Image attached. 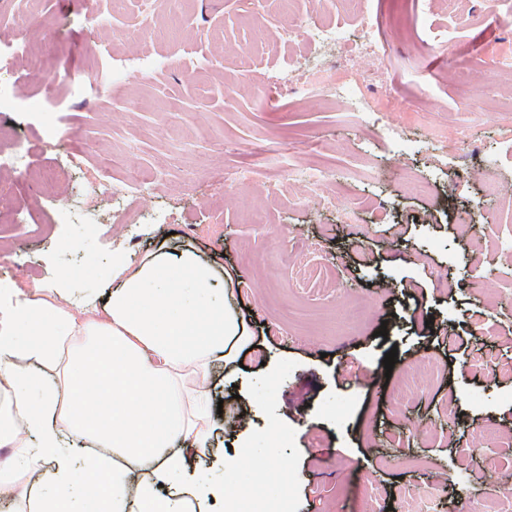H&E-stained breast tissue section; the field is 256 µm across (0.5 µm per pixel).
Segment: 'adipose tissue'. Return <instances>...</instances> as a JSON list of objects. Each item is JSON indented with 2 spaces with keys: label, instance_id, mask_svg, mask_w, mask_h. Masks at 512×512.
Here are the masks:
<instances>
[{
  "label": "adipose tissue",
  "instance_id": "1",
  "mask_svg": "<svg viewBox=\"0 0 512 512\" xmlns=\"http://www.w3.org/2000/svg\"><path fill=\"white\" fill-rule=\"evenodd\" d=\"M112 290L102 313L78 317L60 301L25 300L0 329V484L41 458L55 468L35 512H189L191 501L224 500L242 512L250 488L281 469L272 449L248 480L225 460L224 480L207 486L190 466L220 420L212 414L210 367L236 360L251 342L242 317L216 301V271L187 247L130 262L112 257ZM62 367L47 384L36 364Z\"/></svg>",
  "mask_w": 512,
  "mask_h": 512
}]
</instances>
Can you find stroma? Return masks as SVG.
<instances>
[{
    "instance_id": "1",
    "label": "stroma",
    "mask_w": 512,
    "mask_h": 512,
    "mask_svg": "<svg viewBox=\"0 0 512 512\" xmlns=\"http://www.w3.org/2000/svg\"><path fill=\"white\" fill-rule=\"evenodd\" d=\"M407 8L309 0L350 39L372 32L388 59L380 79L362 65L340 70L357 94L345 105L266 100L291 22L276 0H155L150 30L129 39L120 33L135 0L118 14L112 0H42L28 27L40 69L20 56L0 72L18 103L0 123L29 145L31 179L86 146L50 195L0 198L29 216L0 223V322L33 290L48 300L68 288L76 305L103 296L114 254L193 247L230 275V304L255 343L233 371L213 363L226 425L196 469L209 485L227 455L253 469L261 458L245 457L244 443L263 446L280 422L286 512H512L502 494L512 488V378L469 368L487 355L512 360V256L477 251L449 222L478 205L483 238H512V68L494 52L512 43V0H498L493 19L484 0H419L411 38L390 28ZM117 53L155 66L127 72L124 97L71 95L72 81L109 73ZM37 100L65 117L50 149L27 108ZM378 113L395 136L374 129ZM243 168L252 179L228 183ZM315 169L327 180L308 181ZM105 170L148 178L152 223H132L135 200L93 195ZM488 178L499 197L484 195ZM369 199L384 211L357 209ZM77 201L98 223L71 213ZM410 366L424 378L398 396Z\"/></svg>"
}]
</instances>
